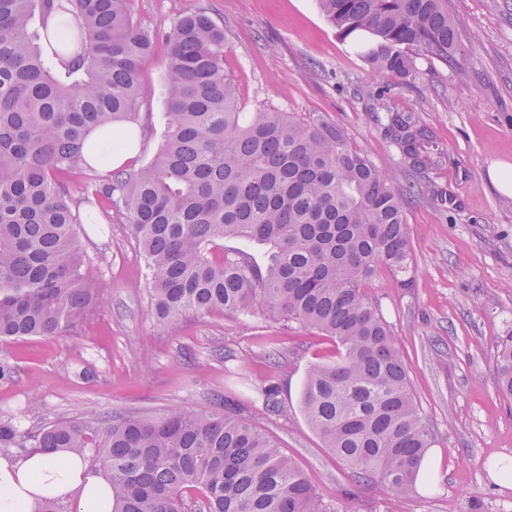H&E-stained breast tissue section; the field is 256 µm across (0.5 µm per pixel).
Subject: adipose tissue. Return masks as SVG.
<instances>
[{"mask_svg":"<svg viewBox=\"0 0 512 512\" xmlns=\"http://www.w3.org/2000/svg\"><path fill=\"white\" fill-rule=\"evenodd\" d=\"M49 499L72 504L76 512H112V485L71 453H0V512H36Z\"/></svg>","mask_w":512,"mask_h":512,"instance_id":"ef3b65f1","label":"adipose tissue"}]
</instances>
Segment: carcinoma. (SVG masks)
I'll list each match as a JSON object with an SVG mask.
<instances>
[{
  "instance_id": "carcinoma-1",
  "label": "carcinoma",
  "mask_w": 512,
  "mask_h": 512,
  "mask_svg": "<svg viewBox=\"0 0 512 512\" xmlns=\"http://www.w3.org/2000/svg\"><path fill=\"white\" fill-rule=\"evenodd\" d=\"M342 39L367 37L376 71L406 77L414 52L448 60L461 21L448 0H317ZM166 47L164 135L153 160L108 167L89 141L109 125L131 139L145 62ZM224 27L204 10L160 34L131 0H0V343L78 326L98 295L76 225L80 209L127 212L142 246L154 318L284 317L336 340V360L310 366L302 410L355 476L394 497L417 480L433 434L414 404L391 330L367 285L381 268L408 287L404 194L342 129L290 112H245L224 72ZM417 171L443 152L409 114H387ZM237 239L266 248L226 249ZM512 398V335L496 350ZM279 411L278 389L256 391ZM0 448H25L0 423ZM38 451L86 457L112 481V512H331V504L260 426L231 413L176 408L56 421Z\"/></svg>"
}]
</instances>
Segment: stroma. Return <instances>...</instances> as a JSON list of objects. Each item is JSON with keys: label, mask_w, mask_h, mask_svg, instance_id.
I'll list each match as a JSON object with an SVG mask.
<instances>
[{"label": "stroma", "mask_w": 512, "mask_h": 512, "mask_svg": "<svg viewBox=\"0 0 512 512\" xmlns=\"http://www.w3.org/2000/svg\"><path fill=\"white\" fill-rule=\"evenodd\" d=\"M206 8L224 27V70L245 111L292 112L340 126L352 146L398 189L406 207L413 287L380 270L378 301L408 371L415 403L435 442L434 480L392 503L361 482L306 421L301 397L312 363L335 359L320 331L260 312L190 314L160 330L139 244L124 210L81 226L100 297L77 328L0 345V421L28 436L59 419L141 415L174 408L219 410L231 397L259 422L336 512H512V398L496 388L495 348L512 332V196L488 176L512 163V0H448L462 18V51L447 62L416 59L405 78L374 72L342 39L316 0H131L135 18L166 31L179 13ZM164 50L144 66L137 125L148 163L164 124ZM413 113L442 148L439 166L419 173L403 160L386 112ZM274 342L278 360L263 345ZM279 390L266 410L258 388Z\"/></svg>", "instance_id": "35a3bbf8"}]
</instances>
